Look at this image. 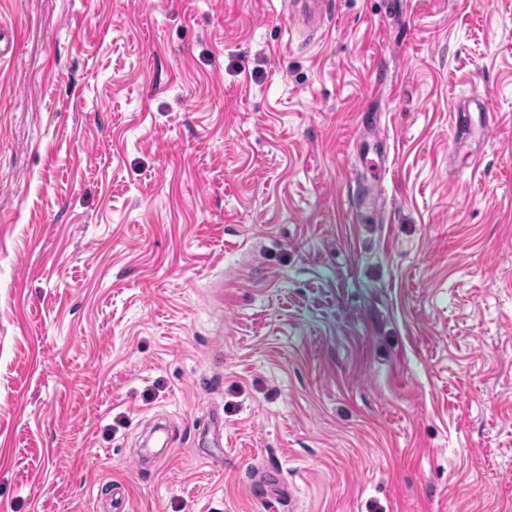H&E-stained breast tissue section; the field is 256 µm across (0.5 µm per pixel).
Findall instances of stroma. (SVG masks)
Listing matches in <instances>:
<instances>
[{"mask_svg": "<svg viewBox=\"0 0 512 512\" xmlns=\"http://www.w3.org/2000/svg\"><path fill=\"white\" fill-rule=\"evenodd\" d=\"M297 9L0 0V512H512V0Z\"/></svg>", "mask_w": 512, "mask_h": 512, "instance_id": "stroma-1", "label": "stroma"}]
</instances>
